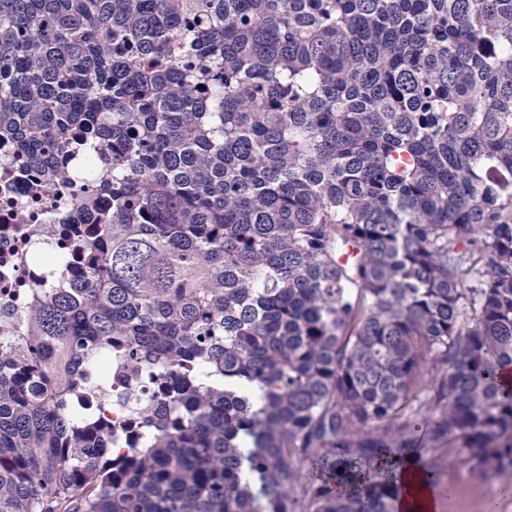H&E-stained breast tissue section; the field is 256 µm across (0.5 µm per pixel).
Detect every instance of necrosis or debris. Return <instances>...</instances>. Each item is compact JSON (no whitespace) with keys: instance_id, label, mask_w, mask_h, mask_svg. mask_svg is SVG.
Segmentation results:
<instances>
[{"instance_id":"1","label":"necrosis or debris","mask_w":512,"mask_h":512,"mask_svg":"<svg viewBox=\"0 0 512 512\" xmlns=\"http://www.w3.org/2000/svg\"><path fill=\"white\" fill-rule=\"evenodd\" d=\"M11 146L0 140V343L17 357L26 354L27 314L44 286L78 288L75 260L92 236L84 214L66 203L62 192L34 196L10 162ZM109 380L97 392L113 427L126 428L136 403L154 391L151 377L129 361L102 356Z\"/></svg>"}]
</instances>
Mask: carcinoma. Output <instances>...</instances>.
Here are the masks:
<instances>
[{
	"instance_id": "cac0c4a2",
	"label": "carcinoma",
	"mask_w": 512,
	"mask_h": 512,
	"mask_svg": "<svg viewBox=\"0 0 512 512\" xmlns=\"http://www.w3.org/2000/svg\"><path fill=\"white\" fill-rule=\"evenodd\" d=\"M1 137L107 246L0 347V512H398L419 431L512 473V0H0ZM114 345L167 384L116 463Z\"/></svg>"
}]
</instances>
